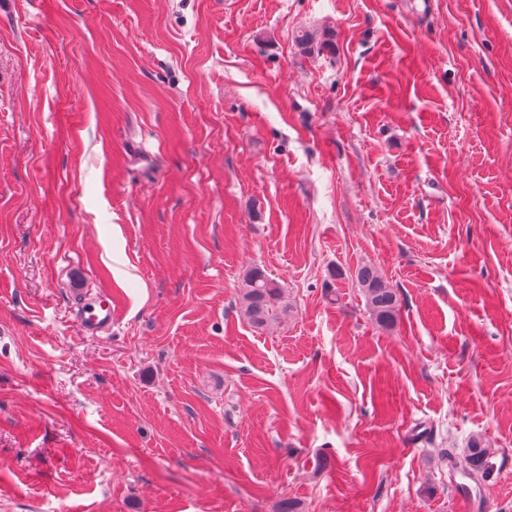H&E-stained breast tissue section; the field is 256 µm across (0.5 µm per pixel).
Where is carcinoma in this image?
<instances>
[{
    "label": "carcinoma",
    "instance_id": "obj_1",
    "mask_svg": "<svg viewBox=\"0 0 512 512\" xmlns=\"http://www.w3.org/2000/svg\"><path fill=\"white\" fill-rule=\"evenodd\" d=\"M300 51L305 55H320L331 49L332 34L306 30L295 38ZM356 281L364 297L366 309L376 324L388 329L393 327L399 314V299L394 289L387 285L382 275L369 266H362L356 273ZM240 316L253 328L263 330L277 320V316L289 310L284 300V289L268 277L264 269L255 266L245 274L240 288ZM488 449L473 442L469 453L459 457L453 452L446 453L448 463L454 470L472 477L485 474V460Z\"/></svg>",
    "mask_w": 512,
    "mask_h": 512
}]
</instances>
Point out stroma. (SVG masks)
<instances>
[{
  "label": "stroma",
  "instance_id": "stroma-1",
  "mask_svg": "<svg viewBox=\"0 0 512 512\" xmlns=\"http://www.w3.org/2000/svg\"><path fill=\"white\" fill-rule=\"evenodd\" d=\"M476 440L512 512V0H0V512H460ZM295 42L300 51L305 55L323 54L324 51H330L332 45V34L329 30L323 29L303 31L295 38ZM239 298L240 316L257 330H264L278 319L280 313L290 308L284 300L281 285L258 266L252 267L245 274ZM356 281L364 297L366 309L376 324L383 329L393 327L400 310L394 289L387 285L380 273L369 266L358 269ZM112 322V306L99 301L85 309L81 315V323L85 330L96 333ZM487 455L488 449L480 448L478 441H474L472 447L469 448V453L463 457L456 456L448 450L445 458L448 456V463L453 470L461 471L474 478L475 476L483 477L485 474Z\"/></svg>",
  "mask_w": 512,
  "mask_h": 512
}]
</instances>
